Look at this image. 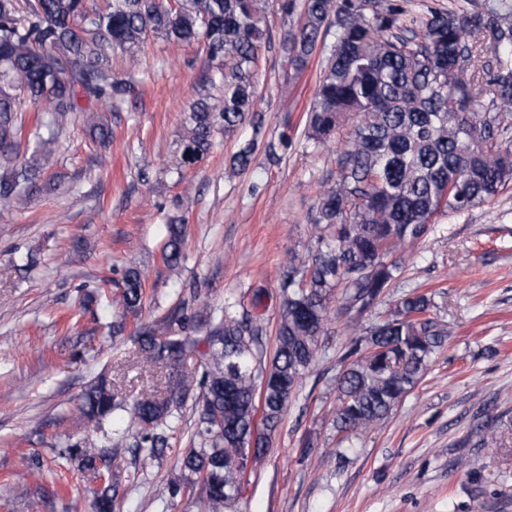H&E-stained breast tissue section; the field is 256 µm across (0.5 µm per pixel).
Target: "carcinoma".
Wrapping results in <instances>:
<instances>
[{"instance_id": "cac0c4a2", "label": "carcinoma", "mask_w": 512, "mask_h": 512, "mask_svg": "<svg viewBox=\"0 0 512 512\" xmlns=\"http://www.w3.org/2000/svg\"><path fill=\"white\" fill-rule=\"evenodd\" d=\"M336 28L316 99L307 113L306 138L316 146L335 138L348 118L356 122L337 156L339 175L313 217L309 258L288 256L273 355L265 358L262 328L228 303L207 322L205 336H167L142 325L133 341L147 362L170 368L163 393L134 405L130 421L145 446L141 467L164 456L176 432L175 411L197 394L199 447L182 458L191 484H200L206 512H223L244 491L249 454H261L288 402L317 359L328 331L331 295L341 289L337 314L348 316L351 339L336 376L338 443L387 419L427 370L448 330L433 316L434 294L410 293L390 314L359 332L353 315L376 307L394 278L389 260L423 239L443 216L493 200L512 184V0L479 10L430 7L414 14L406 0H303L298 26L280 40L283 61L302 71ZM151 34L203 44L209 83L222 91L197 100L190 129L172 166L194 165L213 148L214 132L252 123L257 96L251 67L271 42L257 0H109L107 11L85 0H0V214L23 208L39 174L21 161L22 111L36 108L35 128L55 143L69 116L108 137L97 111L123 99L131 82L112 74L107 50H130ZM256 144L232 156L250 168ZM182 224L169 226L164 259L180 264ZM145 275L128 269L112 306L121 316L142 306ZM205 344L203 379L184 370L183 356ZM123 404L101 381L83 395L81 417L96 433ZM95 443L68 449L80 470L96 480L112 452ZM118 484H102L96 512H113Z\"/></svg>"}]
</instances>
